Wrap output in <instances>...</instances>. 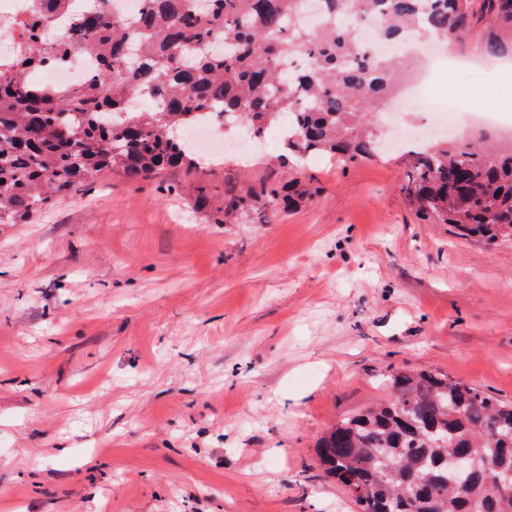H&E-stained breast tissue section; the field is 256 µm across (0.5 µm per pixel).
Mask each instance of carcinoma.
<instances>
[{"mask_svg": "<svg viewBox=\"0 0 512 512\" xmlns=\"http://www.w3.org/2000/svg\"><path fill=\"white\" fill-rule=\"evenodd\" d=\"M63 0H40L33 29ZM323 21L295 25L299 0H144L117 16L97 0L71 36L17 57L0 72V224H24L52 197L117 168L138 181L199 158L174 136L208 123L248 126L258 141L279 139L292 155L354 162L374 154L367 115L407 74L398 59L361 45L355 23L378 37L417 33L443 41L476 34L487 55L512 53V0H322ZM224 43L223 52L210 50ZM97 57L75 89L33 85L27 73L70 55ZM308 59L295 71L284 65ZM402 192L420 220L451 224L488 246L512 241V141L469 134L445 148L404 152ZM299 181L252 186L231 196V216L256 205L275 213L307 194ZM386 399L347 414L317 441L326 473L357 512H512V489L478 467L448 485V455H486L512 470V405L441 373L396 372Z\"/></svg>", "mask_w": 512, "mask_h": 512, "instance_id": "1", "label": "carcinoma"}]
</instances>
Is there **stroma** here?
Here are the masks:
<instances>
[{
    "instance_id": "1",
    "label": "stroma",
    "mask_w": 512,
    "mask_h": 512,
    "mask_svg": "<svg viewBox=\"0 0 512 512\" xmlns=\"http://www.w3.org/2000/svg\"><path fill=\"white\" fill-rule=\"evenodd\" d=\"M404 171L268 144L0 224V512H353L315 445L382 374L512 401V242L423 223ZM291 175L317 194L225 219Z\"/></svg>"
}]
</instances>
